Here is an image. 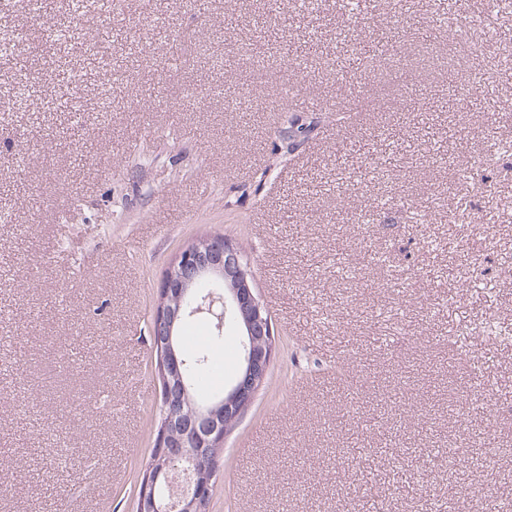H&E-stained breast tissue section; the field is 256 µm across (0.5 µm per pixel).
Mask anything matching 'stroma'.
<instances>
[{
    "label": "stroma",
    "instance_id": "1",
    "mask_svg": "<svg viewBox=\"0 0 512 512\" xmlns=\"http://www.w3.org/2000/svg\"><path fill=\"white\" fill-rule=\"evenodd\" d=\"M454 2L325 0L313 20L296 0H123L46 62L0 55V99L31 86L0 108V512H134L159 420L157 289L213 234L244 250L275 343L209 512H444L512 489V457L441 466L445 448L512 444V152L487 150L512 144V0ZM271 13L270 53L311 71L270 65L262 111L225 110L220 86L252 61L218 23L246 37ZM390 17L413 37L374 55ZM474 58L488 83L461 104L448 76ZM292 112L310 132L290 151ZM370 199L393 206L365 223ZM474 372L493 410L460 412Z\"/></svg>",
    "mask_w": 512,
    "mask_h": 512
}]
</instances>
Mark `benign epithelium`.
I'll return each mask as SVG.
<instances>
[{
  "instance_id": "benign-epithelium-1",
  "label": "benign epithelium",
  "mask_w": 512,
  "mask_h": 512,
  "mask_svg": "<svg viewBox=\"0 0 512 512\" xmlns=\"http://www.w3.org/2000/svg\"><path fill=\"white\" fill-rule=\"evenodd\" d=\"M208 279L216 288L200 295ZM207 319L218 333L230 326L241 343L239 370L224 399L197 403L182 376L186 364L173 343L181 324ZM275 329L253 284V273L239 246L214 235L193 241L170 262L158 290L150 338L161 380V422L151 461L143 472L136 512H202L214 484L218 458L230 426L252 404L271 362Z\"/></svg>"
}]
</instances>
